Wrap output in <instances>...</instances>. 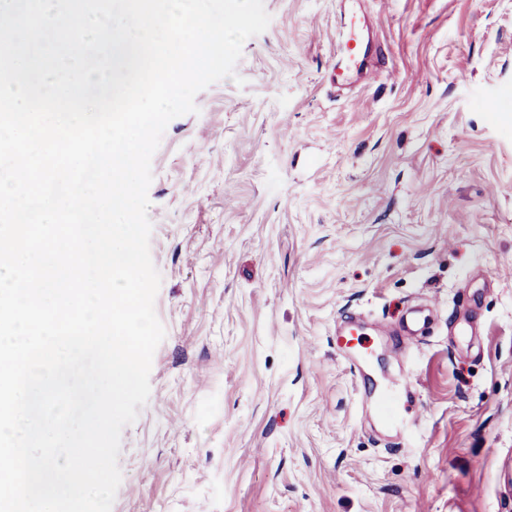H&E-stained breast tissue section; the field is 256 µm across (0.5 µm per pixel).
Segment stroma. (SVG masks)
<instances>
[{"label":"stroma","mask_w":512,"mask_h":512,"mask_svg":"<svg viewBox=\"0 0 512 512\" xmlns=\"http://www.w3.org/2000/svg\"><path fill=\"white\" fill-rule=\"evenodd\" d=\"M264 6L151 160L166 335L111 512H512V0ZM355 16L379 73L339 98Z\"/></svg>","instance_id":"obj_1"}]
</instances>
